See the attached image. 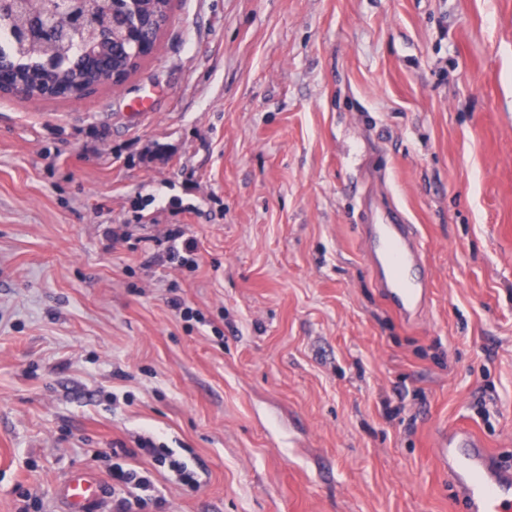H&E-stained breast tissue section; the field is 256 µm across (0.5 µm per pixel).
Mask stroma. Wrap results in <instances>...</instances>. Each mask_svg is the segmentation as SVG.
<instances>
[{"label": "stroma", "instance_id": "35a3bbf8", "mask_svg": "<svg viewBox=\"0 0 512 512\" xmlns=\"http://www.w3.org/2000/svg\"><path fill=\"white\" fill-rule=\"evenodd\" d=\"M394 209L413 324L360 245ZM459 423L512 459V0H173L122 86L0 95V512L143 438L201 475L122 458L161 512H464ZM361 248L375 283L397 316L417 319L432 299L431 275L419 231L396 212L389 224H364ZM183 235L180 232H171L168 235V238L171 239L173 244L168 249V259L176 260V262L180 264L189 263L193 266L197 265L196 258V243L191 239H184L178 246L176 243L179 239H181Z\"/></svg>", "mask_w": 512, "mask_h": 512}]
</instances>
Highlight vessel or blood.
<instances>
[{
    "instance_id": "obj_1",
    "label": "vessel or blood",
    "mask_w": 512,
    "mask_h": 512,
    "mask_svg": "<svg viewBox=\"0 0 512 512\" xmlns=\"http://www.w3.org/2000/svg\"><path fill=\"white\" fill-rule=\"evenodd\" d=\"M361 248L375 283L397 316L417 319L432 299L431 275L415 225L394 214L390 223L363 227ZM467 512H512V468L497 462L485 441L468 426L437 436L432 450ZM109 492L94 472L76 469L55 489L56 512H106Z\"/></svg>"
}]
</instances>
